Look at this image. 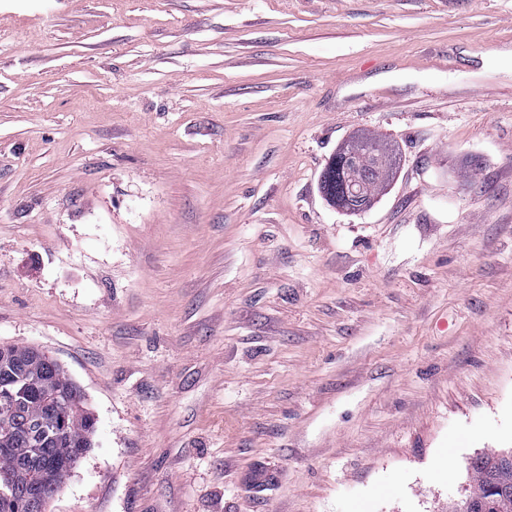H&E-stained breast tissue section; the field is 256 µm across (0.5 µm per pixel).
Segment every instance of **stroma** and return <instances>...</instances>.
<instances>
[{"label":"stroma","instance_id":"35a3bbf8","mask_svg":"<svg viewBox=\"0 0 512 512\" xmlns=\"http://www.w3.org/2000/svg\"><path fill=\"white\" fill-rule=\"evenodd\" d=\"M14 344L95 420L49 512H448L512 450V0H0ZM351 139L346 144L348 147L356 148V152L360 153L359 165L362 170H370L373 166L380 168H390L392 166L397 167L399 164L398 157L393 156L385 149H383V147L387 144L385 139L372 133L365 134V139L368 145L372 148V151L369 150V146L358 147L352 145ZM375 151L377 152L375 153ZM343 148L336 150L326 163L320 176V190L323 196L333 206L336 207V199L345 196L346 192H350L352 188L356 194L362 195L364 198L359 199V204H362L367 209L371 207L374 199L385 189L386 183L378 180H370L367 182H359L354 178L349 184L347 183V173L344 170L336 169V158L341 157L340 151Z\"/></svg>","mask_w":512,"mask_h":512}]
</instances>
